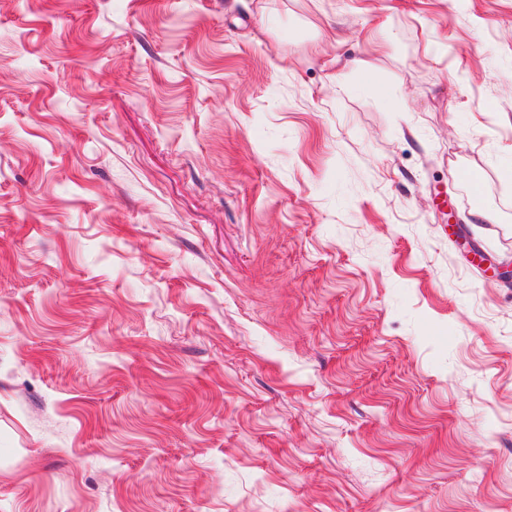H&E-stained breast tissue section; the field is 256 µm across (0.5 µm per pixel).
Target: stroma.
<instances>
[{
    "label": "stroma",
    "mask_w": 512,
    "mask_h": 512,
    "mask_svg": "<svg viewBox=\"0 0 512 512\" xmlns=\"http://www.w3.org/2000/svg\"><path fill=\"white\" fill-rule=\"evenodd\" d=\"M468 237L512 0H0V512H512Z\"/></svg>",
    "instance_id": "stroma-1"
}]
</instances>
